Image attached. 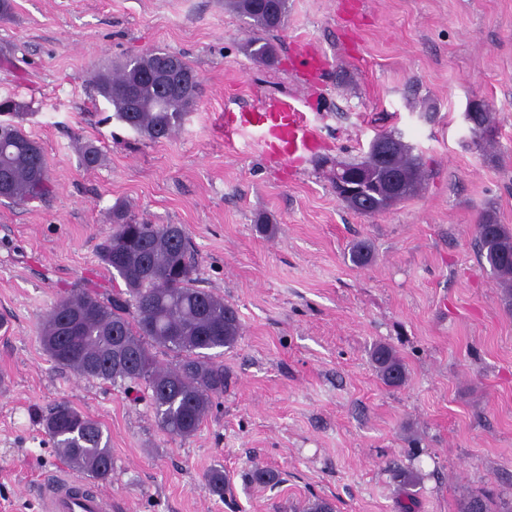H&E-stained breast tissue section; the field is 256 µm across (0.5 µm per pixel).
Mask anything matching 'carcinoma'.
I'll return each instance as SVG.
<instances>
[{"instance_id":"cac0c4a2","label":"carcinoma","mask_w":512,"mask_h":512,"mask_svg":"<svg viewBox=\"0 0 512 512\" xmlns=\"http://www.w3.org/2000/svg\"><path fill=\"white\" fill-rule=\"evenodd\" d=\"M225 5L251 20L267 34L281 30L288 17V0H226ZM254 60L268 62L275 46L266 38L249 42ZM166 50H155L119 63L97 77L96 90L114 109L116 118L151 141L170 138L187 111L196 103L200 81L194 69L179 58L190 74L183 87L165 94L154 75ZM478 145L491 139L483 134L492 125L490 112L476 108ZM102 160L92 143L82 147L81 163L94 167ZM367 174V183L342 198L351 210L379 214L416 195L426 177L421 155L403 140L393 144L389 166L379 165L376 154L346 163ZM401 177L402 193L394 196L385 187L388 172ZM51 191L41 146L16 124L0 132V199L23 203ZM112 234L100 247V258L114 270L124 288L102 296L88 288H75L62 296L42 323L39 342L56 364L80 376L105 382L146 383L160 428L172 438H187L202 425L212 399L224 394V365L215 361V349L232 348L241 337V323L234 305L197 286V261L186 228L181 224H146L121 205L110 211ZM476 245L503 291V302L512 307V229L485 211L476 226ZM122 337L121 344L113 336ZM179 355L173 366L156 361L152 348ZM371 359L388 386L401 385L407 370L393 348L377 344ZM54 446L75 467L96 480L112 473V452L101 424L67 403L56 405L45 420ZM512 512V498L492 489L464 490L456 501L457 512Z\"/></svg>"}]
</instances>
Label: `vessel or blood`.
<instances>
[{"mask_svg":"<svg viewBox=\"0 0 512 512\" xmlns=\"http://www.w3.org/2000/svg\"><path fill=\"white\" fill-rule=\"evenodd\" d=\"M260 130L263 146L277 153L292 167L302 166L317 144L316 133L305 112L291 102L259 101L254 107L224 115L225 134ZM43 512H112V500L89 488L82 478L62 472L45 486Z\"/></svg>","mask_w":512,"mask_h":512,"instance_id":"vessel-or-blood-1","label":"vessel or blood"}]
</instances>
